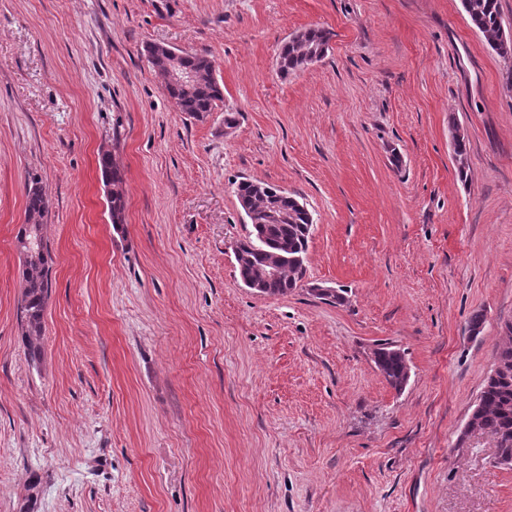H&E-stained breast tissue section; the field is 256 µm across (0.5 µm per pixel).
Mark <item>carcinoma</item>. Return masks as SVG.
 Wrapping results in <instances>:
<instances>
[{
    "instance_id": "carcinoma-1",
    "label": "carcinoma",
    "mask_w": 512,
    "mask_h": 512,
    "mask_svg": "<svg viewBox=\"0 0 512 512\" xmlns=\"http://www.w3.org/2000/svg\"><path fill=\"white\" fill-rule=\"evenodd\" d=\"M462 7L474 28L484 37L488 47L502 59L510 62L502 72V83L512 87V40L504 37V24L499 0H461ZM330 40L329 32L309 27L299 36L285 41L277 56L278 71L283 75L295 73L307 66V57L321 49ZM148 62L161 75L168 70L167 59L154 46L145 48ZM182 64L187 69L203 73L200 81L189 91L165 83L167 95L179 110L194 116L211 112L223 101L224 91L214 79L212 60L199 53L186 52ZM453 140V153L458 177L468 179V157L465 136L455 121H449ZM100 167L105 178L107 201L111 223L119 227L125 223L124 177L113 162L104 154ZM238 203L246 204L252 213L251 230L234 246V257L241 281L247 282L258 275L265 261L273 255L280 256L282 274L264 288V295H285L304 286L309 242L313 234L310 212L293 194H283L280 189L265 182L243 178L235 183ZM286 212L288 220L279 222L270 213ZM49 213V201L40 180L31 176L26 184V224L18 236H27L33 242L41 241V253L35 260L22 265V291L18 300L22 340L27 358L34 362L42 354L44 314L50 294L49 268L44 242L43 226ZM373 362L387 384L400 391L408 383L410 368L404 353L391 346L374 349ZM495 362L512 366V325L505 326L497 348ZM474 424L488 433L496 443L498 456L503 465L512 467V372L491 375L481 392L479 402L472 412Z\"/></svg>"
}]
</instances>
